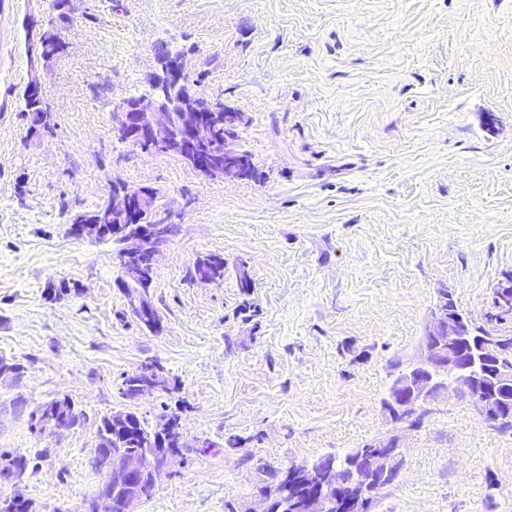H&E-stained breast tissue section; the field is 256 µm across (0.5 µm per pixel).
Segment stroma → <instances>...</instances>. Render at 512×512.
<instances>
[{"label":"stroma","mask_w":512,"mask_h":512,"mask_svg":"<svg viewBox=\"0 0 512 512\" xmlns=\"http://www.w3.org/2000/svg\"><path fill=\"white\" fill-rule=\"evenodd\" d=\"M69 51L41 80L55 137L36 143L22 95L26 15L0 0V452L33 458L19 486L35 512H79L103 416L156 424L176 407L188 443L138 512H252L276 468L385 434L394 363L419 354L449 293L485 323L512 271V0H74ZM168 41L196 91L247 124L256 178L202 177L112 132ZM161 188L180 232L152 290L164 330L127 310L112 245L68 233L112 177ZM224 257V281L187 278ZM251 285L241 287L240 272ZM68 282L61 300L49 283ZM160 361L176 392L135 401L115 381ZM86 419L31 432L38 403ZM404 467L370 512H512V429L442 395L403 440ZM53 409H60L62 414L70 419L73 428L79 426L85 419L82 411L76 409L75 403L69 397L64 396L45 401L33 407L28 414L30 430H32V420L36 414ZM71 426L65 417H58L54 412H45L34 417V430L38 433V436L49 435L51 437H59L69 431Z\"/></svg>","instance_id":"obj_1"}]
</instances>
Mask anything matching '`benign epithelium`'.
Here are the masks:
<instances>
[{"label":"benign epithelium","mask_w":512,"mask_h":512,"mask_svg":"<svg viewBox=\"0 0 512 512\" xmlns=\"http://www.w3.org/2000/svg\"><path fill=\"white\" fill-rule=\"evenodd\" d=\"M46 14H30L25 28L31 40L45 37ZM55 52L40 58L30 67L28 86L36 91L40 72L53 59L65 54L70 42L65 27L53 29ZM190 73L185 52L169 56L147 79L148 91L138 97L126 98L112 109V132L135 147H146L154 153L178 152L184 161L211 179L242 181L253 166L251 158L242 155L232 142H224V162L202 152V139L211 128L208 119L213 107L207 98L192 89H183L184 101L175 110L165 98V88L178 86ZM161 190L139 185L127 188L118 176L112 179V195L94 220L71 225L80 238H102L112 231L113 260L120 271L119 280L130 285L126 305L130 313L149 331L161 330L151 295L154 272L163 248L169 243L170 212L156 205ZM223 264L222 258H211L196 267L194 282L214 285L213 269ZM468 318L442 303L430 312L422 336L420 354L391 385L381 406L392 428L374 446L362 451V465L352 474L358 484L367 486L398 477L403 468L401 451L402 425L441 394L450 390L469 399L482 420L502 425L512 422V339L489 336L476 343L469 357L462 358L460 341L471 335ZM71 426L65 417L46 412L34 417L38 435L59 437ZM108 480L102 484L86 512H136L140 503L132 493L144 479L156 484L169 474L174 455L150 451L131 455L117 448H103L98 454ZM294 468L279 473L258 489V507L249 512H278L288 501ZM346 483L321 487L309 495L306 512H329L335 500H343L344 512H355L356 503L345 496Z\"/></svg>","instance_id":"benign-epithelium-1"}]
</instances>
